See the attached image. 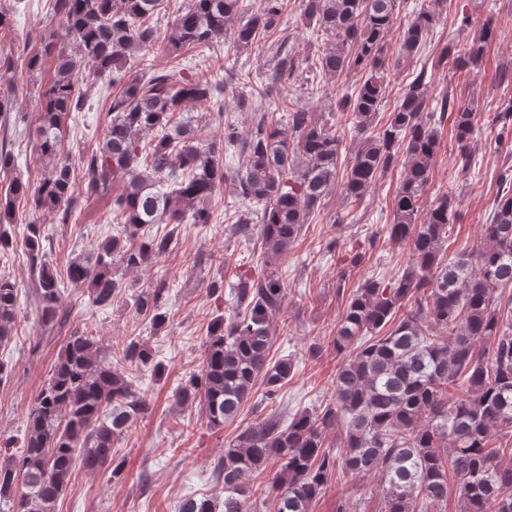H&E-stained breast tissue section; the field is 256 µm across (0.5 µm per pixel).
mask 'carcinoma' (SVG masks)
<instances>
[{
  "label": "carcinoma",
  "instance_id": "obj_1",
  "mask_svg": "<svg viewBox=\"0 0 512 512\" xmlns=\"http://www.w3.org/2000/svg\"><path fill=\"white\" fill-rule=\"evenodd\" d=\"M163 0H55L66 41L54 34L28 67L41 70L54 61V75L41 93L35 135L51 170L36 189L12 176L0 199V259L22 247L30 261L31 282L40 320L52 326L68 316L64 283L47 259L44 225L31 223L18 242L3 225L12 223L15 204L71 217L73 169L60 159L62 134L70 113L82 109L85 88L107 77L120 85L112 98L97 151L82 161L87 194L112 189V234L70 259L67 280L86 289L88 305L99 309L123 298L126 284L114 266L154 267L173 243L172 234L152 235L151 224H201L216 221L208 207L217 188L230 183L239 207L229 232L239 235L260 225L256 271L238 273L230 259L224 268L233 302L209 326L202 368L174 393L184 405L204 409L207 424L222 430L251 399L256 384L271 401L294 370L290 358H270L271 318L286 299L274 269L288 254L308 218L325 197L342 186L349 204L362 203L368 188L403 159V178L395 198L387 240L410 245L411 259L388 281L368 279L349 297L333 336L343 355L336 368L335 402L320 411L288 420L274 411L237 430L214 463L224 483V500L188 497L179 512H258L250 475L275 472L265 492L277 512H309V505L337 472L379 474L382 512H432L448 502L450 479L457 480L458 512H512V169L500 173V187L482 225L480 245L450 257L448 227L456 221L452 196L436 195L427 209V191L438 150L433 116L424 114L427 75L422 69L400 104L379 124L386 70V38L397 0H304V18L313 33L334 38L322 53L321 67L336 78L352 71L370 76L337 101L352 117L360 137L349 160L343 139L303 107L279 115L267 104L250 113L251 129L224 120L227 77L196 78L181 67L147 78L124 71L127 57L151 47L157 29L149 23ZM282 0H263L250 10L246 0H188L167 37L168 48L209 47L233 29L236 48L247 49L260 34L274 31ZM435 14L421 10L407 25L400 52L411 56L426 43ZM494 31L466 43L455 66H476ZM280 62L268 74L278 82L290 74L287 40L279 43ZM207 102L212 112L183 117L187 107ZM452 120L456 166L467 175L474 112L450 96L442 97L438 121ZM224 125V140L201 138L208 123ZM231 151L238 167L224 171L220 158ZM9 141L0 145V172L15 170ZM168 283L161 273L133 301L153 329L165 327ZM19 287L0 277V346L9 344L17 322ZM154 349L132 339L119 360L112 347L84 330L73 332L47 383L25 417L19 444L0 463V500L10 512H55L76 467L96 472L124 462L112 454L115 441L129 431L150 405L140 389L145 372L161 373ZM339 441L329 442L333 432Z\"/></svg>",
  "mask_w": 512,
  "mask_h": 512
}]
</instances>
